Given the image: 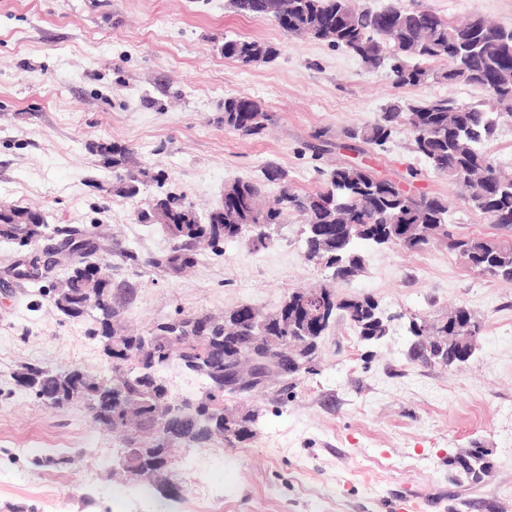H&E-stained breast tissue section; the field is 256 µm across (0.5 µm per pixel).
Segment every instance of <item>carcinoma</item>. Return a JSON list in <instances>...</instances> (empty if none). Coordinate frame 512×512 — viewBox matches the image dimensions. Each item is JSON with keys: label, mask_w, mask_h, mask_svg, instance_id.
<instances>
[{"label": "carcinoma", "mask_w": 512, "mask_h": 512, "mask_svg": "<svg viewBox=\"0 0 512 512\" xmlns=\"http://www.w3.org/2000/svg\"><path fill=\"white\" fill-rule=\"evenodd\" d=\"M290 18L283 31L293 37H311L344 48L364 57L371 69L388 66L397 86H416L429 79L450 85L467 84L486 90L492 99L491 110L482 104H462L443 97L402 107L390 105L378 119L361 128L343 130L342 148L365 151L383 150L406 128L411 135L412 152L423 157L431 169H440L448 180L462 185L464 201L480 212L504 235L456 237L448 230V200L426 195L405 197L401 182L380 175L373 168L358 169L340 164L327 176L325 187L315 193H300L288 186L287 174L269 168L263 179L236 178L224 191L237 193L243 206L231 214L219 209L202 219L182 194L169 192L153 200L144 219L158 224L176 241L163 256L144 261L177 276L197 263L198 252L191 245L202 242L214 254L224 245L244 237L241 229L252 224H267L262 235H249L256 246L273 242L271 229L288 223L293 214L304 217L301 230L304 258L327 271L324 282L308 291H293L279 308L264 314L262 323L245 326L236 335H224V327L234 323L246 306L224 312L222 317L185 314L157 323L146 334H124V321L112 305L111 283L94 276L87 259L99 250L105 228L96 224L91 231L76 227L53 228L70 246L59 273L68 279L62 292L53 299L55 308L69 319L89 316L101 325V339L107 357L112 359L109 374L96 376L80 367L55 371L39 363L22 366L15 375L17 384L52 409L74 402L73 392L81 389L94 421L113 430L126 424L123 404L138 403L135 422L145 433L153 431L158 408L174 403V398L154 369L178 359L199 376L205 391L192 404L181 402L184 412L168 422L164 437L157 440L155 452L122 443L121 453L135 462H172L170 451L178 445L203 447L216 438L228 448L256 434L259 414L247 413L231 421L226 401L262 393L270 388L280 403L288 402L297 385L318 373L320 338L328 326L307 327L287 320L290 303L321 294L332 298L329 319L339 316L349 322L360 338L375 341L386 335L389 326L377 318L378 304L370 297L344 292L348 284L336 279V268L361 273L364 257L357 244L370 241L366 226L377 221L392 226L432 225L443 230L448 251L481 276L512 282V172L501 167L481 146L495 137L498 125L512 120V34L505 36L497 24L473 16L461 24H451L438 15L391 4L380 10L357 8L353 0H288ZM278 55L268 42L224 38V57L244 65L268 62ZM444 59L451 63L441 73L423 63ZM261 113L262 121L245 129V135L258 136L269 117L261 104L249 97L224 99V126L235 127L247 114ZM107 167L127 165L130 149L109 144L96 145ZM280 184L276 204L264 202L266 186ZM345 218L358 225L357 235L338 246L336 240L312 237L310 228L334 224ZM48 228L45 222L31 221V211L0 207V241L32 247L34 239ZM95 292V303L87 304V290ZM436 320L418 317L410 322L414 337L411 358L423 364L456 366L461 356L445 348L429 349L421 341L430 335ZM252 355L261 360L252 379L240 388L227 386L225 371ZM491 469L489 456L475 448L466 466L472 485L484 482Z\"/></svg>", "instance_id": "1"}]
</instances>
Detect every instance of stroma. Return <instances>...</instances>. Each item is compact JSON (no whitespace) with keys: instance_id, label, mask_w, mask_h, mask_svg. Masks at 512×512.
<instances>
[{"instance_id":"1","label":"stroma","mask_w":512,"mask_h":512,"mask_svg":"<svg viewBox=\"0 0 512 512\" xmlns=\"http://www.w3.org/2000/svg\"><path fill=\"white\" fill-rule=\"evenodd\" d=\"M460 22L474 15L512 27V0H400ZM232 36L276 46L277 58L244 65L224 56ZM247 96L271 118L263 136L224 128V100ZM451 96L481 103L470 85L432 80L398 87L348 51L288 36L275 22L239 14L231 0H0V206L39 212L52 227L107 224L101 240L112 302L142 332L186 313L221 314L242 304L277 310L288 293L321 281L292 215L274 244L241 240L205 253L178 277L122 259L123 250L158 256L173 242L140 223L160 189L184 194L199 215L222 207L224 185L282 169L301 193L319 190L333 164L316 156L313 134L335 141L372 123L391 102ZM401 131L371 164L399 178L418 171L416 193L447 198L450 229L496 235L456 186L434 174ZM131 148L129 169L151 177L121 194L93 145ZM24 252L0 243V512H385L415 498L416 512H512V282L478 275L441 245L412 253L377 246L349 294L391 315L387 336L360 340L337 321L322 338L317 374L287 406L273 393L238 400L260 414L254 437L237 448L212 441L173 451L174 502L156 483L113 474L118 442L83 403L50 409L18 386L27 363L56 371L105 372L93 318L62 316L38 286L11 276ZM467 306L482 321L475 355L452 368L409 357V323ZM480 446L492 471L478 486L456 482L450 455ZM81 453L76 465L50 463Z\"/></svg>"}]
</instances>
